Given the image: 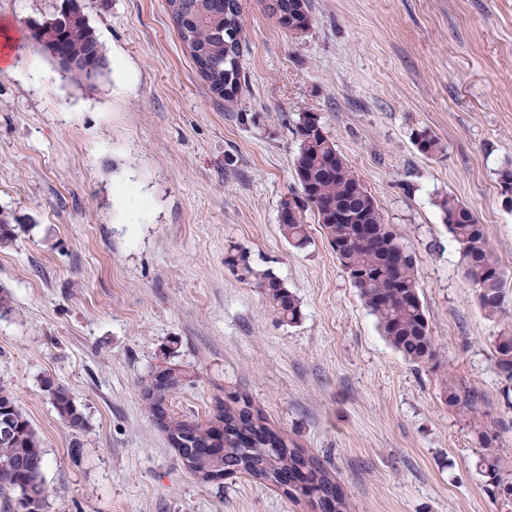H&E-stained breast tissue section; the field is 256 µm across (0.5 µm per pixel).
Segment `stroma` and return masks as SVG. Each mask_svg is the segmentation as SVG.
Masks as SVG:
<instances>
[{
  "instance_id": "35a3bbf8",
  "label": "stroma",
  "mask_w": 512,
  "mask_h": 512,
  "mask_svg": "<svg viewBox=\"0 0 512 512\" xmlns=\"http://www.w3.org/2000/svg\"><path fill=\"white\" fill-rule=\"evenodd\" d=\"M59 0H0L14 34L0 65V385L38 432L45 512H311L238 474L199 482L154 425L141 386L159 365L187 380L175 415L206 421L244 394L276 432L344 486L350 512H512L483 463L512 477V381L495 367L512 326L479 306L438 202L484 224L508 275L512 208V0H310L294 37L244 0L246 89L213 93L166 0H85L108 69L73 80L29 27ZM254 115L250 125L236 115ZM324 131L414 253L439 368L380 333L315 215L296 249L279 228L297 182L302 113ZM428 129L442 153L412 134ZM246 251L298 299L280 321L225 264ZM484 400L474 420L440 396L446 372ZM68 389L87 425L58 418L45 381ZM497 435L479 445L476 426Z\"/></svg>"
}]
</instances>
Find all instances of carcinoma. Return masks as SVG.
Segmentation results:
<instances>
[{
	"instance_id": "cac0c4a2",
	"label": "carcinoma",
	"mask_w": 512,
	"mask_h": 512,
	"mask_svg": "<svg viewBox=\"0 0 512 512\" xmlns=\"http://www.w3.org/2000/svg\"><path fill=\"white\" fill-rule=\"evenodd\" d=\"M189 6L188 31L178 30L184 47L196 68L203 57L213 63L205 79L211 90L220 93L232 88L238 96L246 84L242 57L244 38L231 39L227 5L235 0H181ZM272 14L283 29L288 23L301 24L309 17V0H271ZM60 11L42 23L31 26V40L50 55L62 43L70 61L81 64L66 67L71 77L86 83L97 81L108 66L90 24L83 17L61 26ZM298 150L294 159L295 178L301 198L293 193L280 204L279 226L283 237L295 248L308 244L306 213L313 211L318 224L337 259L358 290L368 312L375 317L381 334L405 359L415 364L438 361V346L432 336L427 311L418 291L413 251L404 243L398 228L384 220L373 195L349 167L319 120L311 113L299 117L295 129ZM418 151L437 155L442 142L427 129L413 133ZM448 231L460 246L466 277L477 290L479 306L491 316L506 314L504 288L506 272L502 268L485 226L473 211L453 197L439 201ZM371 224L380 244L364 242L356 236V225ZM225 263L243 282L259 289L277 317L290 324L300 315V305L285 284L270 270H258L244 251H228ZM496 369L512 380V333L497 337ZM185 372L177 369L169 383L156 389L154 397L144 399L151 416L160 407L171 404V396L182 387ZM59 418L72 430L86 427V418L69 391L61 386L47 389ZM448 407L467 417L483 414L478 391L448 374L442 385ZM8 418L10 431L0 433V490L12 493L20 508L30 489L37 495L35 512H43L48 491L43 480L45 452L37 431L7 388L0 386V419ZM213 418L224 424V454L219 465L224 470L249 475L254 481L280 488L293 502L306 498L315 512H349V502L339 484L326 469L269 427L266 418L254 410L247 397L230 395L219 404ZM158 428L168 438L182 441V454L194 470L205 473L214 460L208 450L210 423L183 418L167 409Z\"/></svg>"
}]
</instances>
